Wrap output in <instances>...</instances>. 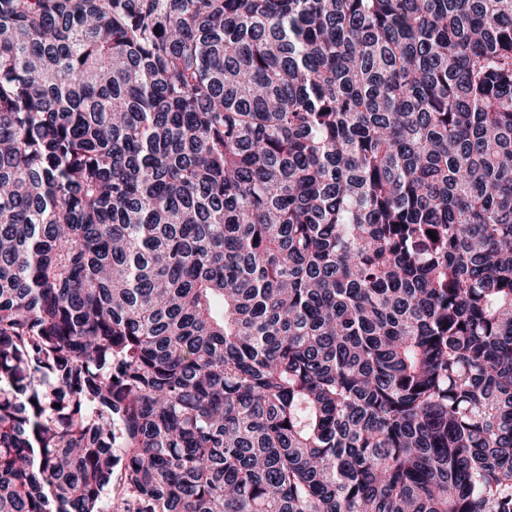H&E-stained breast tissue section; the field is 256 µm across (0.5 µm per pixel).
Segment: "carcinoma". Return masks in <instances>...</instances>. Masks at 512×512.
<instances>
[{
	"mask_svg": "<svg viewBox=\"0 0 512 512\" xmlns=\"http://www.w3.org/2000/svg\"><path fill=\"white\" fill-rule=\"evenodd\" d=\"M0 512H512V0H0Z\"/></svg>",
	"mask_w": 512,
	"mask_h": 512,
	"instance_id": "obj_1",
	"label": "carcinoma"
}]
</instances>
